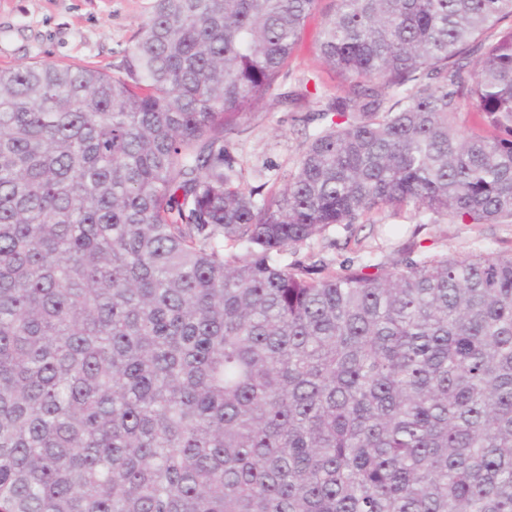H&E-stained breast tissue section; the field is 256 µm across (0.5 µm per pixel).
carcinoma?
<instances>
[{"label": "carcinoma", "instance_id": "obj_1", "mask_svg": "<svg viewBox=\"0 0 512 512\" xmlns=\"http://www.w3.org/2000/svg\"><path fill=\"white\" fill-rule=\"evenodd\" d=\"M317 2L0 70V512H512V255L282 264L385 207L512 221V0H333L344 95L265 194L227 136ZM455 126L463 136L474 134L489 136L493 132L484 114L472 109L471 106H464L460 112H457Z\"/></svg>", "mask_w": 512, "mask_h": 512}]
</instances>
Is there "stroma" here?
Returning a JSON list of instances; mask_svg holds the SVG:
<instances>
[{
	"label": "stroma",
	"mask_w": 512,
	"mask_h": 512,
	"mask_svg": "<svg viewBox=\"0 0 512 512\" xmlns=\"http://www.w3.org/2000/svg\"><path fill=\"white\" fill-rule=\"evenodd\" d=\"M154 0H0V68L50 61L115 72L130 51ZM333 0H318L308 18L288 76L279 92L339 94L341 78L317 50L321 24ZM311 100L270 98L257 122L231 139L229 147L251 174L252 184L281 187L314 130L307 117ZM512 254V224H470L459 220L419 223L408 210L385 208L359 224L330 226L310 244L289 250L285 264H303L321 274H340L365 265L388 270L406 256L420 258Z\"/></svg>",
	"instance_id": "stroma-1"
}]
</instances>
